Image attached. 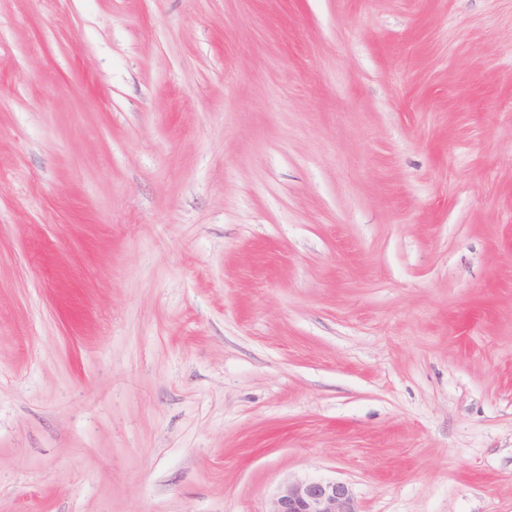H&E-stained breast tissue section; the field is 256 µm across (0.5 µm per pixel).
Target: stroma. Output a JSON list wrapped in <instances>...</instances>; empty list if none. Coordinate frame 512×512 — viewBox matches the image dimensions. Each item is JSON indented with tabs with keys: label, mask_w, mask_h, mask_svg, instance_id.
<instances>
[{
	"label": "stroma",
	"mask_w": 512,
	"mask_h": 512,
	"mask_svg": "<svg viewBox=\"0 0 512 512\" xmlns=\"http://www.w3.org/2000/svg\"><path fill=\"white\" fill-rule=\"evenodd\" d=\"M512 512V0H0V512ZM270 512H359L349 486L336 480H288Z\"/></svg>",
	"instance_id": "stroma-1"
}]
</instances>
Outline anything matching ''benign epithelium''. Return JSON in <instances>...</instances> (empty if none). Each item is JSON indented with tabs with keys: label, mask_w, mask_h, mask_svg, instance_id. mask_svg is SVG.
Returning <instances> with one entry per match:
<instances>
[{
	"label": "benign epithelium",
	"mask_w": 512,
	"mask_h": 512,
	"mask_svg": "<svg viewBox=\"0 0 512 512\" xmlns=\"http://www.w3.org/2000/svg\"><path fill=\"white\" fill-rule=\"evenodd\" d=\"M271 512H359L349 486L336 480H288L279 489Z\"/></svg>",
	"instance_id": "obj_1"
}]
</instances>
